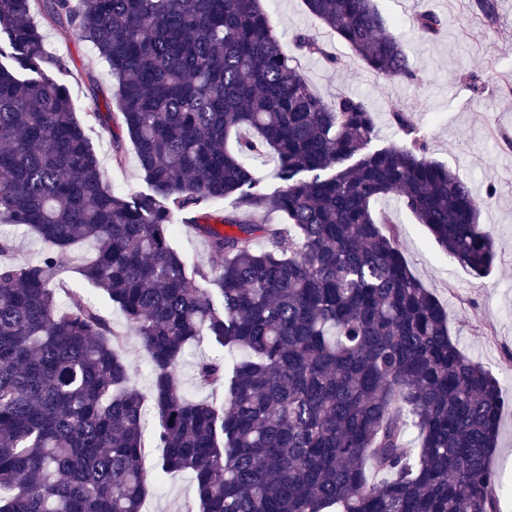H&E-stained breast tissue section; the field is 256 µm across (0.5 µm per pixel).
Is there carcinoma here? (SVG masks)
Masks as SVG:
<instances>
[{"mask_svg": "<svg viewBox=\"0 0 512 512\" xmlns=\"http://www.w3.org/2000/svg\"><path fill=\"white\" fill-rule=\"evenodd\" d=\"M305 4L375 72L417 78L373 0ZM63 24L107 63L118 111L77 119L49 74L46 29ZM443 25L417 16L424 33ZM0 32L21 70L0 61V223L44 244L17 264L0 240V512H142L173 472L190 474L200 512H498L502 384L451 338L375 205L397 196L476 279L495 241L406 112L393 113L405 144L366 151L368 103L324 99L298 65L343 61L305 31L286 53L259 0H0ZM89 123L114 130L117 165V131L128 135L147 190H112ZM254 154L276 159L279 190L258 188ZM230 196L217 223L185 220L207 246L206 264L188 263L172 246L176 216ZM83 242L81 275L125 331L79 291L57 299L60 256ZM132 337L147 395L120 356ZM203 341L213 354L194 376L224 386L220 403L175 382Z\"/></svg>", "mask_w": 512, "mask_h": 512, "instance_id": "cac0c4a2", "label": "carcinoma"}]
</instances>
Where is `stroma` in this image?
Instances as JSON below:
<instances>
[{
	"label": "stroma",
	"instance_id": "obj_1",
	"mask_svg": "<svg viewBox=\"0 0 512 512\" xmlns=\"http://www.w3.org/2000/svg\"><path fill=\"white\" fill-rule=\"evenodd\" d=\"M499 20L488 26L473 0H375L389 22L388 32L403 45L417 77L407 80L371 71L335 33L313 17L304 0H261L273 20L283 49H291L297 32H308L325 43L329 55L340 57L344 68L326 58L301 59L300 69L313 90L324 98L346 92L365 99L377 115L370 149L399 145L403 131L392 112L405 110L428 143V158L455 170L483 200L480 221L493 232L497 261L492 273L476 279L443 255L428 230L393 198L377 203L390 216L409 268L448 311L453 339L469 357L482 363L505 386L498 450L493 465L500 476L496 490L499 512H512V96L502 93L512 79V0H497ZM432 11L446 24L429 37L415 24L417 14ZM46 47L57 62L52 74L71 94L77 115L104 108L115 95L107 64L71 26L48 29ZM477 71L482 91L468 77ZM91 137L105 176L114 189L145 190L146 182L135 152L126 149L123 165L112 162V133L94 128ZM90 246L61 259L63 278L101 308L114 326L125 327L123 314L109 305L103 293L82 280L78 266ZM143 512H199L189 474H168L153 487Z\"/></svg>",
	"mask_w": 512,
	"mask_h": 512
}]
</instances>
